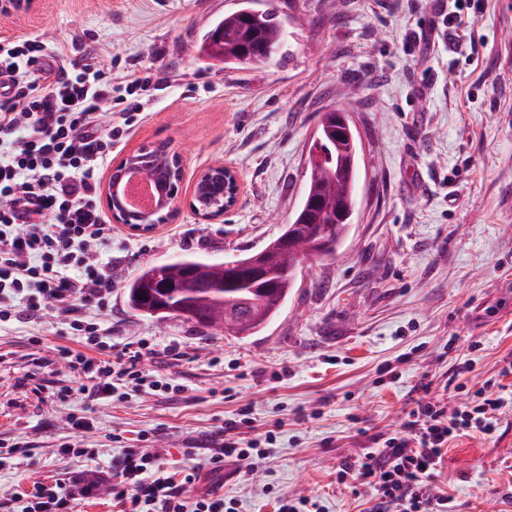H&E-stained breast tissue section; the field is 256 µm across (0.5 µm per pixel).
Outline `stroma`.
Here are the masks:
<instances>
[{"label":"stroma","instance_id":"stroma-1","mask_svg":"<svg viewBox=\"0 0 512 512\" xmlns=\"http://www.w3.org/2000/svg\"><path fill=\"white\" fill-rule=\"evenodd\" d=\"M238 2L34 0L31 10L0 13V38L56 44L71 62L93 53L113 85L163 77L112 158L171 143L184 158L181 204L147 232L114 225L112 301L101 319L114 347L178 345V356L144 366L188 387L175 400L90 405L75 393L58 402L52 390L86 382L59 357L82 348L62 310L0 325V438L31 445L17 468L0 471L1 501L36 481L104 469L145 431L179 470L183 449L210 447L246 406L252 424L241 434L273 432L269 458L202 469L187 497L215 492L239 512H276L278 500L299 497L316 498L320 512H369L366 488L337 483L340 461L401 430L422 378L453 404L499 377L512 353V0H485L472 13L470 62L446 37L418 40L452 0H277L286 54L232 71L195 46ZM350 85L361 146L353 222L335 255L302 265L278 316L234 337L130 309L125 285L146 264L232 260L281 233L301 203L320 114ZM220 163L237 171L242 191L221 220L203 224L189 207L194 182ZM464 361L470 372L456 374ZM386 364L395 375L383 379ZM79 410L94 429L73 435L67 417ZM68 436L98 457L59 454ZM437 482L457 512H512V417L494 437L451 442Z\"/></svg>","mask_w":512,"mask_h":512}]
</instances>
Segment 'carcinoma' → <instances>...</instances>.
Here are the masks:
<instances>
[{
    "label": "carcinoma",
    "instance_id": "1",
    "mask_svg": "<svg viewBox=\"0 0 512 512\" xmlns=\"http://www.w3.org/2000/svg\"><path fill=\"white\" fill-rule=\"evenodd\" d=\"M254 2L241 0L237 10L217 20L201 38L200 52L236 70L262 67L283 55L288 32L277 5L266 0L264 7L256 8ZM312 148L321 162L310 169L302 204L283 233L315 246L323 239L321 225H334L339 240L353 219L358 185L356 131L336 123V112H325ZM314 255L312 250L298 255L270 244L266 264L272 276L253 281L242 269L227 282L224 263L195 257L152 263L126 284L128 304L144 316L178 317L220 334L222 298H241L245 306L234 317L243 320L244 331L252 335L279 314L294 288L293 270Z\"/></svg>",
    "mask_w": 512,
    "mask_h": 512
}]
</instances>
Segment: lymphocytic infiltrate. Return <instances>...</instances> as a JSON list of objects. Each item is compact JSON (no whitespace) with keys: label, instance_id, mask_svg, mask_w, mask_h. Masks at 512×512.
<instances>
[{"label":"lymphocytic infiltrate","instance_id":"f902f5d3","mask_svg":"<svg viewBox=\"0 0 512 512\" xmlns=\"http://www.w3.org/2000/svg\"><path fill=\"white\" fill-rule=\"evenodd\" d=\"M63 57L41 40L0 41V323L40 321L51 305L67 313L82 348H62L60 356L88 383L76 391L57 389V400L77 392L101 403L146 389L173 398L184 385L152 379L141 366L155 352L149 340L98 358L112 330L89 316L112 297V226L100 205L98 175L113 143L142 111L140 95L157 83L153 75H137L116 88L95 62L69 68ZM416 392L403 434L337 467L338 483L369 489L370 512H455L453 497L436 484L449 443L470 431L493 435L502 416L512 413V392L496 389L491 379L452 408L432 396L428 383ZM250 414L241 408L238 421L225 425L206 458L212 471L223 470L229 458L263 457L257 441L239 435L250 426ZM184 457L181 473L174 474L164 449H124L107 483L120 512H238L234 501L214 492L185 497L198 467L193 449ZM101 484L90 476L75 493L61 480L36 482L14 495L12 512H73L76 496H92Z\"/></svg>","mask_w":512,"mask_h":512}]
</instances>
